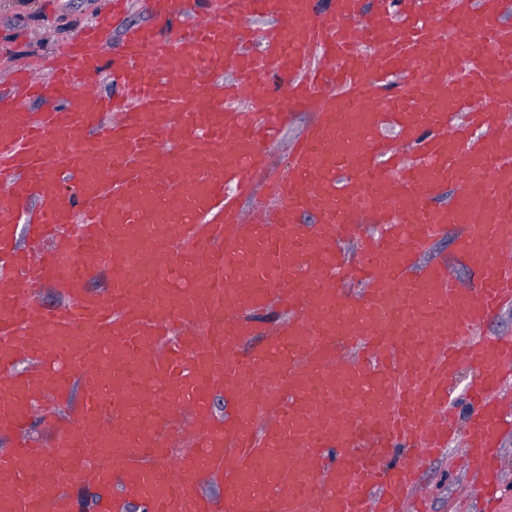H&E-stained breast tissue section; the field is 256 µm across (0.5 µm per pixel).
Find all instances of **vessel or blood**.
Instances as JSON below:
<instances>
[{"label": "vessel or blood", "instance_id": "1", "mask_svg": "<svg viewBox=\"0 0 512 512\" xmlns=\"http://www.w3.org/2000/svg\"><path fill=\"white\" fill-rule=\"evenodd\" d=\"M125 3L43 80L17 71L53 108L0 99V512H80L89 482L98 512H406L462 403L490 470L512 373V336L482 333L512 306L501 0H149L155 24L114 49ZM265 18L257 55L243 32ZM291 105L318 120L271 174ZM447 234L476 261L468 282L418 264ZM55 284L70 300L49 307L36 291ZM462 365L477 380L460 399ZM76 387L82 410L58 423L47 406ZM210 470L222 501L198 492Z\"/></svg>", "mask_w": 512, "mask_h": 512}]
</instances>
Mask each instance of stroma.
Wrapping results in <instances>:
<instances>
[{
  "instance_id": "1",
  "label": "stroma",
  "mask_w": 512,
  "mask_h": 512,
  "mask_svg": "<svg viewBox=\"0 0 512 512\" xmlns=\"http://www.w3.org/2000/svg\"><path fill=\"white\" fill-rule=\"evenodd\" d=\"M100 4L101 0H0V96L25 103L35 114L49 108L50 100L28 101L14 73L27 69L40 76L41 60L63 50L81 27L92 23ZM315 121L312 110L289 112L279 139L269 148L273 170H287L295 139ZM498 461V499L490 503L476 479V465L467 455L466 436L457 433L449 451L419 472L423 512H512V425L502 436Z\"/></svg>"
}]
</instances>
